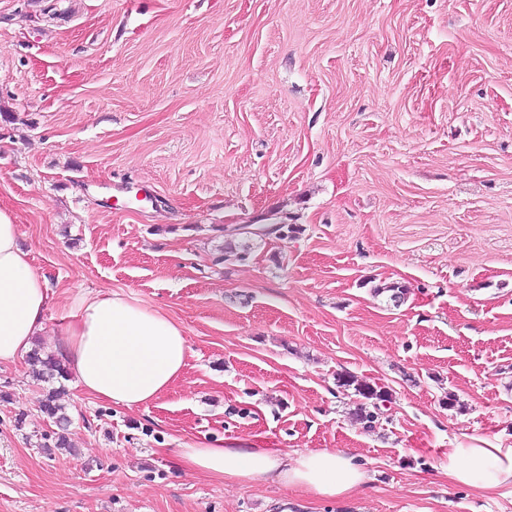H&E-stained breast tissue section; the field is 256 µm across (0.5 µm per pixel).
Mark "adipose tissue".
<instances>
[{
    "mask_svg": "<svg viewBox=\"0 0 512 512\" xmlns=\"http://www.w3.org/2000/svg\"><path fill=\"white\" fill-rule=\"evenodd\" d=\"M55 303L46 275L19 244V227L0 211V364H13L47 330ZM67 364L86 395L134 409L170 390L185 366L188 344L180 323L139 301L108 292L82 296L60 331ZM177 465L243 486L276 482L325 499L368 484L345 451L314 448H231L199 442L177 452ZM450 480L487 491L512 488V446L452 448Z\"/></svg>",
    "mask_w": 512,
    "mask_h": 512,
    "instance_id": "ef3b65f1",
    "label": "adipose tissue"
}]
</instances>
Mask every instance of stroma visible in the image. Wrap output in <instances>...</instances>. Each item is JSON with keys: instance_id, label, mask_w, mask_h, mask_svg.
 Masks as SVG:
<instances>
[{"instance_id": "stroma-1", "label": "stroma", "mask_w": 512, "mask_h": 512, "mask_svg": "<svg viewBox=\"0 0 512 512\" xmlns=\"http://www.w3.org/2000/svg\"><path fill=\"white\" fill-rule=\"evenodd\" d=\"M0 210L56 292L42 354L97 291L189 346L146 409L0 365V512H512L444 472L512 445V0H0ZM340 373L389 391L373 429ZM220 439L371 479L177 469ZM56 391H49L45 400L42 403L41 409L43 413L47 414L50 418L55 419V423L61 432L55 433L54 448L70 450L69 443L63 433L66 424L68 423V416L64 412V408L56 403ZM176 458L177 466L186 472H202L248 487L277 482L325 499L344 498L370 480L345 451L336 448L288 452L198 442L179 448Z\"/></svg>"}]
</instances>
